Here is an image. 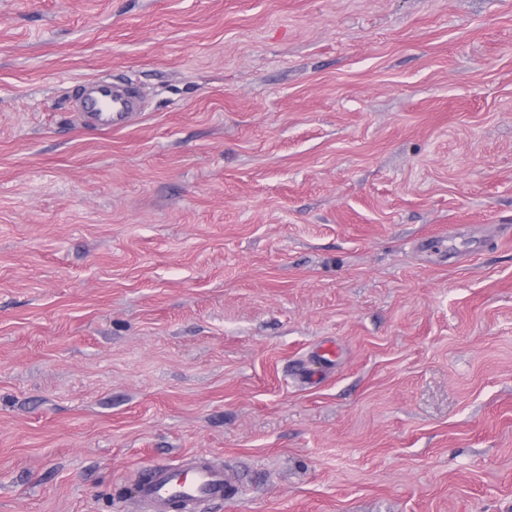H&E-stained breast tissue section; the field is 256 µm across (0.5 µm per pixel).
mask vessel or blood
Here are the masks:
<instances>
[{
  "label": "vessel or blood",
  "mask_w": 512,
  "mask_h": 512,
  "mask_svg": "<svg viewBox=\"0 0 512 512\" xmlns=\"http://www.w3.org/2000/svg\"><path fill=\"white\" fill-rule=\"evenodd\" d=\"M83 118L99 128L125 125L135 108L134 98L112 83L91 81L80 97ZM234 494L229 471L204 454H185L174 462L150 467L139 484L138 503L142 512H199L213 502Z\"/></svg>",
  "instance_id": "obj_1"
}]
</instances>
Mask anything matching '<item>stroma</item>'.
Here are the masks:
<instances>
[{
	"label": "stroma",
	"mask_w": 512,
	"mask_h": 512,
	"mask_svg": "<svg viewBox=\"0 0 512 512\" xmlns=\"http://www.w3.org/2000/svg\"><path fill=\"white\" fill-rule=\"evenodd\" d=\"M187 452L209 512H512V0H0V512ZM79 108L83 118L101 129L125 125L135 108L134 98L119 91L112 82L91 81L80 97Z\"/></svg>",
	"instance_id": "obj_1"
}]
</instances>
